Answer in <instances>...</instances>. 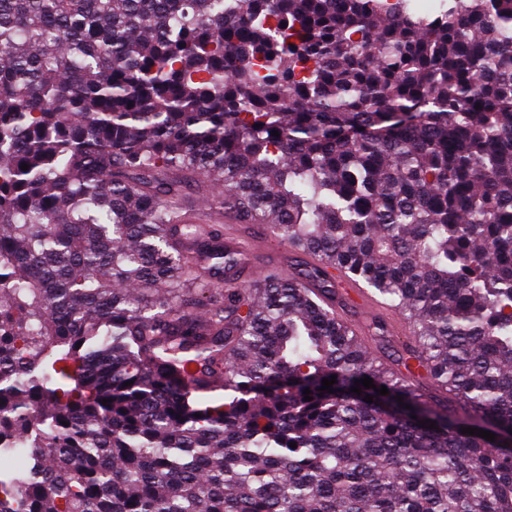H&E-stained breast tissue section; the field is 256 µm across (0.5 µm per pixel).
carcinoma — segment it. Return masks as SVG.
Listing matches in <instances>:
<instances>
[{"instance_id": "cac0c4a2", "label": "carcinoma", "mask_w": 512, "mask_h": 512, "mask_svg": "<svg viewBox=\"0 0 512 512\" xmlns=\"http://www.w3.org/2000/svg\"><path fill=\"white\" fill-rule=\"evenodd\" d=\"M199 180L317 262L204 302ZM1 457L0 512H512V0H0ZM212 187L206 186L203 183L192 184L184 192L180 199V206L184 213H195L197 215V223L201 226H205L208 222L205 221V217L199 215V206L206 199L200 197L210 192ZM200 197V198H199ZM336 277L345 284L351 300L360 308L370 309L375 312H379L381 310L382 304L380 300L373 294L369 293L366 288H363L358 280L350 277L343 270L336 271ZM388 322L391 325L393 335L388 331L386 334L387 337L384 341L374 340L369 337L370 341L368 344L371 347L372 354H376L377 357L383 361L391 363L398 357V354L403 351L406 345H409L411 336L403 335L396 331V329L393 327V323L390 320H388Z\"/></svg>"}]
</instances>
